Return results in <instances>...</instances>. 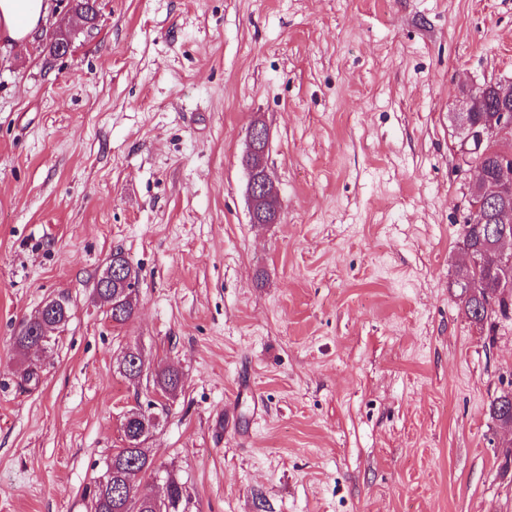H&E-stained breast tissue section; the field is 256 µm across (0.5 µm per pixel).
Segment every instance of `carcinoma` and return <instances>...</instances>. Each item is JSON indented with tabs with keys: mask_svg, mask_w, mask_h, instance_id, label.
I'll return each instance as SVG.
<instances>
[{
	"mask_svg": "<svg viewBox=\"0 0 512 512\" xmlns=\"http://www.w3.org/2000/svg\"><path fill=\"white\" fill-rule=\"evenodd\" d=\"M498 103L497 92L487 86L483 95L474 103L475 120L491 116V110ZM495 215H489L484 224H464L462 247L478 257L485 251L489 222ZM502 270L492 259L474 266L467 275L461 276L458 287L464 295L465 307L476 324L493 323L497 318H512V292L499 290ZM139 276H134L126 287L112 283L110 288H93L98 300L107 306L112 323L121 325L133 314L136 299L134 286ZM15 346L21 351L50 346L41 341V334L31 322H26L17 336ZM120 373L128 379L139 380L146 371L141 354L130 350L125 353L120 365ZM153 389L161 396L170 399L182 386L181 374L170 367H159L152 372ZM493 419L512 418V396L502 393L494 398L489 406ZM124 446L118 449L104 474V478L89 489L91 512H180L183 498L182 486L172 478L166 480V493L156 499L150 497V483L157 478L159 469L144 448L146 438L139 437V430L132 423H122Z\"/></svg>",
	"mask_w": 512,
	"mask_h": 512,
	"instance_id": "cac0c4a2",
	"label": "carcinoma"
}]
</instances>
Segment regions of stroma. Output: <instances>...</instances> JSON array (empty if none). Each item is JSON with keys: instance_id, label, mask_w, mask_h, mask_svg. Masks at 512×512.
Here are the masks:
<instances>
[{"instance_id": "1", "label": "stroma", "mask_w": 512, "mask_h": 512, "mask_svg": "<svg viewBox=\"0 0 512 512\" xmlns=\"http://www.w3.org/2000/svg\"><path fill=\"white\" fill-rule=\"evenodd\" d=\"M49 2L0 40V512H90L153 394L118 370L133 348L183 377L145 446L185 512H512L489 413L512 319L462 310L475 173L450 120L512 85V0H99L64 55L80 22ZM257 119L278 224L250 221ZM117 250L140 270L120 326L93 295ZM61 295L54 345L21 354ZM32 317L22 326L17 336H15V346L20 351H28L31 349H41L42 347L48 348L50 346L53 336L50 335V341H40L42 335L37 332L35 325L31 323Z\"/></svg>"}]
</instances>
